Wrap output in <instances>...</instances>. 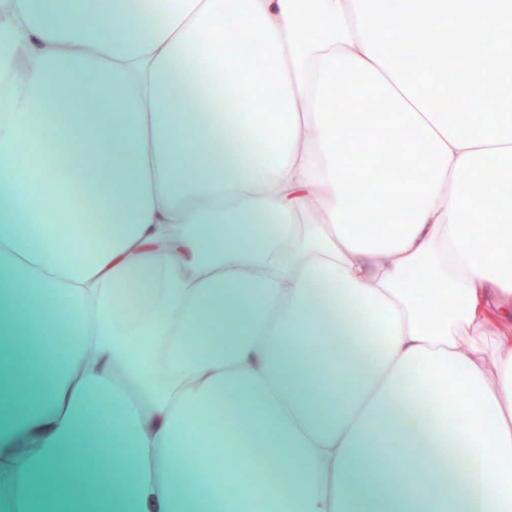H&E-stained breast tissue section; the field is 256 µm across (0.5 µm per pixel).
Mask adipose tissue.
<instances>
[{"mask_svg": "<svg viewBox=\"0 0 512 512\" xmlns=\"http://www.w3.org/2000/svg\"><path fill=\"white\" fill-rule=\"evenodd\" d=\"M355 19L0 0V512H512V142L451 145Z\"/></svg>", "mask_w": 512, "mask_h": 512, "instance_id": "ef3b65f1", "label": "adipose tissue"}]
</instances>
